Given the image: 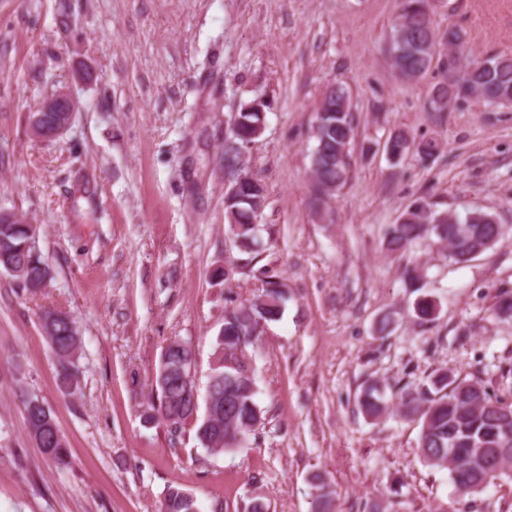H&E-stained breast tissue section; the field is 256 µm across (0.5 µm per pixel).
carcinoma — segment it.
<instances>
[{"mask_svg": "<svg viewBox=\"0 0 512 512\" xmlns=\"http://www.w3.org/2000/svg\"><path fill=\"white\" fill-rule=\"evenodd\" d=\"M433 0H401L392 27L390 58L395 73L411 83L428 72L434 61L447 69L446 77L432 89L430 104L436 112L458 101L477 99L488 106L512 107V55L493 54L472 63H461L466 33L455 26L440 33L433 19ZM269 104L255 99L240 105L234 116L231 136L224 144V170L238 172L243 149L263 131L261 114ZM355 117L350 94L342 84L327 87L315 113L311 153V203L319 214L326 213L332 198L349 179ZM423 158L438 151L433 139L415 141L404 130L392 132L384 152L396 165L409 150ZM267 202L260 178L242 182L238 193L224 196V217L228 224L230 248L252 253L258 245L255 220ZM509 228L495 215L472 209L435 212L425 203L409 205L394 224L386 227L383 244L387 253L404 256L417 242L428 239L439 259L463 264L492 249ZM0 271L6 272L23 290L37 293L46 286L48 266L36 248V233L28 224L0 222ZM404 283L422 289L424 275L417 265H406ZM288 301V289L275 275L266 276L262 292L251 299L233 301L224 308V325L217 333L210 368L202 420H197L194 405L195 383L189 373L193 350L189 343L173 339L161 354L150 395L143 409L144 421L164 422L173 433L192 426L200 445L211 455L233 452L255 434L261 424V409L256 401L257 378L253 353L261 342L265 327L281 319ZM439 306L425 294L413 307L412 320L422 326L437 319ZM42 327L57 358V385L67 395L79 385L75 365L81 348L79 331L70 316L57 308H45ZM28 431L43 453L63 465L67 442L50 409L39 399L22 397ZM356 405L366 418L379 421L395 409L403 418L420 426L418 448L431 467L448 470L458 491L471 496L481 494L495 480L512 478V402L496 395L488 381L462 377L452 370L439 371L424 382L397 380L386 390L376 383L359 393ZM313 512H332L329 484L322 473L310 478ZM160 512H197L192 495L180 487L167 489Z\"/></svg>", "mask_w": 512, "mask_h": 512, "instance_id": "cac0c4a2", "label": "carcinoma"}]
</instances>
